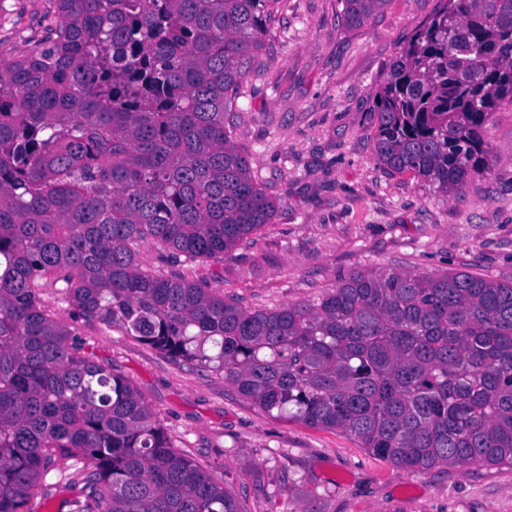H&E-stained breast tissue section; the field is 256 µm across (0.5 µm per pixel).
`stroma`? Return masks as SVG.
Masks as SVG:
<instances>
[{
  "label": "stroma",
  "mask_w": 512,
  "mask_h": 512,
  "mask_svg": "<svg viewBox=\"0 0 512 512\" xmlns=\"http://www.w3.org/2000/svg\"><path fill=\"white\" fill-rule=\"evenodd\" d=\"M439 0H391L363 26L339 0H272L264 47L224 120L277 203L197 278L242 307L315 300L352 271H468L512 278V106L488 133L491 170L462 192L377 164L375 94ZM53 0H0V53L22 56L53 25ZM45 307L86 355L147 399L174 447L222 477L239 512H512V466L437 467L416 478L344 432L275 418L224 383L150 345L88 321L55 289Z\"/></svg>",
  "instance_id": "1"
}]
</instances>
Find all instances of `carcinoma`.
<instances>
[{"label":"carcinoma","mask_w":512,"mask_h":512,"mask_svg":"<svg viewBox=\"0 0 512 512\" xmlns=\"http://www.w3.org/2000/svg\"><path fill=\"white\" fill-rule=\"evenodd\" d=\"M54 38L0 54V512L51 493L72 512H238L173 447L144 396L81 352L54 287L168 357L224 376L269 415L342 430L422 476L512 465V281L355 271L315 302L249 311L183 272L218 261L276 203L224 122L263 47L267 0H55ZM351 27L390 0H340ZM512 105V0H443L375 94L374 158L460 192ZM140 263L145 269L167 272L171 270V260L167 253L158 250L152 245H143L138 249Z\"/></svg>","instance_id":"carcinoma-1"}]
</instances>
